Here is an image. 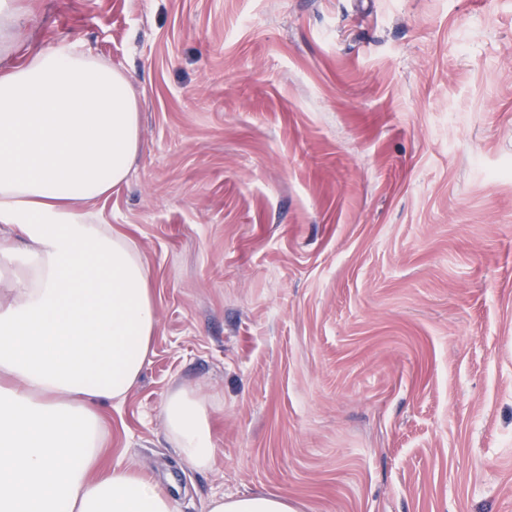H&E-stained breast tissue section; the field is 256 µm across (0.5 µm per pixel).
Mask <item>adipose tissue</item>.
Listing matches in <instances>:
<instances>
[{
    "label": "adipose tissue",
    "instance_id": "adipose-tissue-1",
    "mask_svg": "<svg viewBox=\"0 0 512 512\" xmlns=\"http://www.w3.org/2000/svg\"><path fill=\"white\" fill-rule=\"evenodd\" d=\"M139 150L128 77L64 39L0 70V512H175L134 463H109L106 403L139 380L156 319L135 245L93 203ZM173 452L203 470L216 450L208 402L172 392ZM209 512H292L265 494Z\"/></svg>",
    "mask_w": 512,
    "mask_h": 512
}]
</instances>
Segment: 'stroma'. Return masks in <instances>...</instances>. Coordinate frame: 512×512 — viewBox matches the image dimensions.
<instances>
[{
    "instance_id": "1",
    "label": "stroma",
    "mask_w": 512,
    "mask_h": 512,
    "mask_svg": "<svg viewBox=\"0 0 512 512\" xmlns=\"http://www.w3.org/2000/svg\"><path fill=\"white\" fill-rule=\"evenodd\" d=\"M18 52L124 72L140 149L93 204L150 271L112 461L208 512H512V0H32ZM216 454L172 452L174 390ZM162 412L174 454L194 469H208L216 453L209 403L194 391L178 389L168 396ZM209 512H293L285 499L265 494L212 500Z\"/></svg>"
}]
</instances>
